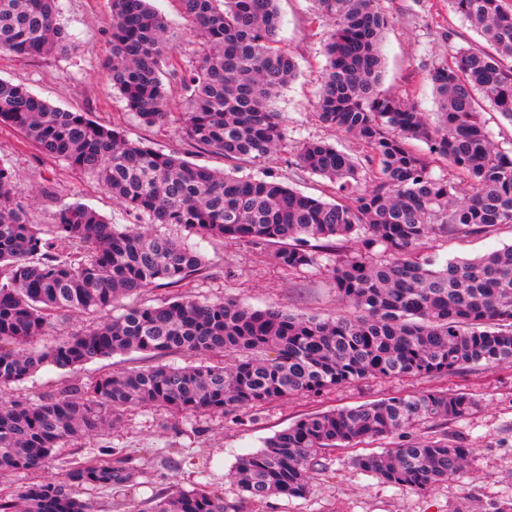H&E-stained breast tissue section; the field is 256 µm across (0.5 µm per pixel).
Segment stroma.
Returning a JSON list of instances; mask_svg holds the SVG:
<instances>
[{"mask_svg":"<svg viewBox=\"0 0 512 512\" xmlns=\"http://www.w3.org/2000/svg\"><path fill=\"white\" fill-rule=\"evenodd\" d=\"M63 3V21L75 41L64 52L37 58L20 59L0 52V78L25 85L55 106L87 113L91 120L117 128L129 140L180 153L211 169L227 168L223 156L188 146L179 133L178 119L184 110L179 83L171 85L172 117L167 124L144 125L125 109L104 72L111 0ZM155 5L176 47V73L193 69L203 49L200 38L174 0H155ZM381 7L389 18L381 45L382 91L408 98L424 112H435L430 69L452 60L459 49H486L485 40L451 9L448 0H381ZM279 12L278 45L295 57L299 75L276 100L284 132L280 150L246 166L245 171L271 176L326 200L331 196L328 181L297 168L296 146L326 141L360 159L365 150L352 136L323 124L315 110L330 22L318 14L313 0H280ZM0 161L11 167L16 183L30 196L32 223L48 224L60 201L84 203L115 224L134 222L92 177L44 155L8 126H0ZM154 230L197 246L207 270L184 289H151L143 295V302L158 304L183 293L200 300L234 299L253 309L273 307L299 316H333L345 310L324 269L291 271L274 261L270 249L203 239L174 224H158ZM510 244L512 224H503L484 236L437 239L430 242L427 253L473 258ZM156 361L131 353L98 359L74 370L45 367L21 383L0 388V398L39 400L83 385L101 373L148 367ZM426 390L463 391L479 402L478 409L464 419L441 420L421 429V437H460L474 450V459L463 472L429 491L394 487L360 471L352 464L357 454L353 448L324 451L323 469L311 495L304 499L277 496L254 506L242 500L227 478L240 456L257 451L267 437L305 414ZM95 444L112 446L138 469L128 486L89 491L98 512H149L159 490L173 484L187 489L210 485L240 512H495L512 504V365L465 366L448 375L371 377L318 396L297 395L246 414L184 417L155 408L127 410L120 424L103 435L66 444L42 469L0 478V487L16 489L61 478Z\"/></svg>","mask_w":512,"mask_h":512,"instance_id":"1","label":"stroma"}]
</instances>
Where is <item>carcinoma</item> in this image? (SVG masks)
Here are the masks:
<instances>
[{"label": "carcinoma", "instance_id": "cac0c4a2", "mask_svg": "<svg viewBox=\"0 0 512 512\" xmlns=\"http://www.w3.org/2000/svg\"><path fill=\"white\" fill-rule=\"evenodd\" d=\"M173 2L207 47L179 78L181 132L190 146L233 162L228 170L132 142L0 79V125L95 178L136 220L121 228L92 207L62 202L50 224H33L28 195L0 162V265L9 269L0 282V387L45 366L74 369L132 352L179 351L220 362L107 373L35 402L1 400L3 477L45 466L59 445L95 435L131 408L236 414L369 377L512 364V245L440 264L421 255L437 238L512 224V150L494 144L476 108L479 95L512 124V65L504 64L512 59V4L449 0L494 52L462 49L430 70L433 121L415 103L380 90L389 23L380 0H316L332 25L319 118L367 148L360 161L325 142L298 147L296 166L335 186V199L321 201L275 179L237 175L278 148L275 100L298 74L294 57L275 46L278 0ZM61 10V0H0V51L36 57L65 50L74 35L60 24ZM108 44L105 69L127 110L145 125L167 122L164 75L173 47L152 0H112ZM412 140L428 153L411 149ZM435 157L457 177L434 175ZM152 224L274 246L275 261L288 270L322 267L351 312L305 317L179 296L132 304L44 342L56 316L106 314L149 288H181L206 271L197 247L156 234ZM343 240L357 242L356 251L338 253L335 242ZM477 407L465 392L426 391L308 413L239 458L230 477L252 503L305 498L321 451L395 438L393 447L353 464L392 486L426 491L462 472L472 452L462 439L422 440L416 430ZM135 477L130 459L102 445L60 480L1 494L0 512H95L74 488L125 486ZM151 510L238 512L208 485L168 486Z\"/></svg>", "mask_w": 512, "mask_h": 512}]
</instances>
